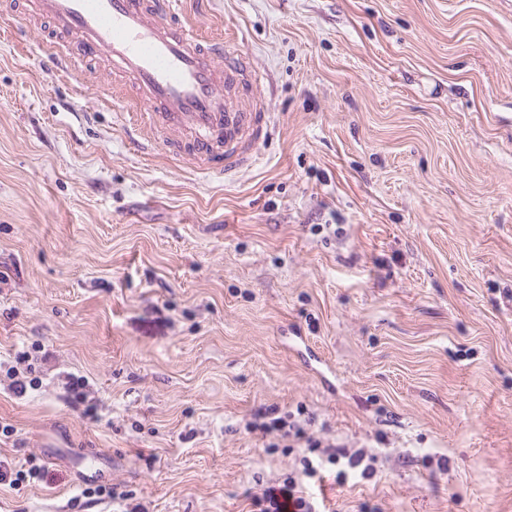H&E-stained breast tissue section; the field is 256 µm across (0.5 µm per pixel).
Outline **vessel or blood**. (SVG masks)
I'll return each instance as SVG.
<instances>
[{
  "label": "vessel or blood",
  "mask_w": 512,
  "mask_h": 512,
  "mask_svg": "<svg viewBox=\"0 0 512 512\" xmlns=\"http://www.w3.org/2000/svg\"><path fill=\"white\" fill-rule=\"evenodd\" d=\"M61 38L47 59L77 73L88 57L111 62L132 89L156 146L199 167L236 164L267 126L260 75L238 51L207 42L180 18L181 0H25ZM225 148L217 150L215 134Z\"/></svg>",
  "instance_id": "b4317fda"
}]
</instances>
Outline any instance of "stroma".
<instances>
[{
	"mask_svg": "<svg viewBox=\"0 0 512 512\" xmlns=\"http://www.w3.org/2000/svg\"><path fill=\"white\" fill-rule=\"evenodd\" d=\"M181 9L264 75L231 178L135 145L111 65L65 75L0 0V512H251L288 478L318 512H512V0ZM265 407L375 475L308 477Z\"/></svg>",
	"mask_w": 512,
	"mask_h": 512,
	"instance_id": "35a3bbf8",
	"label": "stroma"
}]
</instances>
